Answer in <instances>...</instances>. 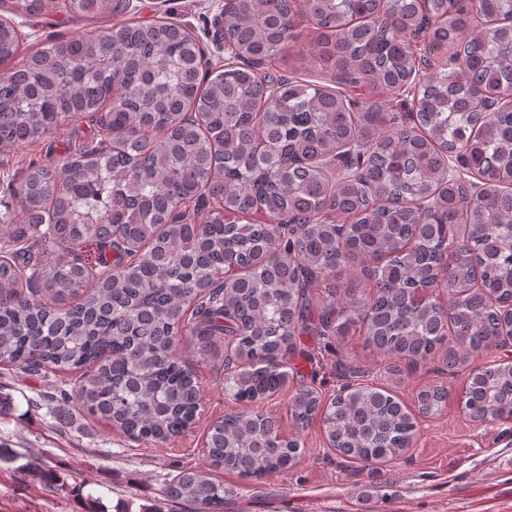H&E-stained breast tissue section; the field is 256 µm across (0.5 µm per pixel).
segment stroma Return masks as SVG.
<instances>
[{"mask_svg": "<svg viewBox=\"0 0 512 512\" xmlns=\"http://www.w3.org/2000/svg\"><path fill=\"white\" fill-rule=\"evenodd\" d=\"M225 0H132L126 22L173 21L200 43L213 72L224 68V48L215 40L214 21ZM0 18L11 21L28 51L61 37L94 34L92 22L62 12L29 16L0 0ZM96 133L87 120H75L50 137L0 153V217L26 225L16 188L30 161L61 163ZM309 350L297 359L298 373L288 388L264 402L283 434L299 435L305 451L288 472L250 481L237 473L217 471L229 490L224 512H512V421L471 419L463 409L470 370L504 359L502 350L471 358L466 367L448 369L435 358L394 379L383 356L360 337L322 346L305 337ZM225 348L216 345L205 357L191 349L182 354L200 390V409L185 432L166 444L133 440L98 416L74 421L56 413L60 375H28L0 364V385L13 398L0 413V512H140L158 504L162 512H190L189 505L166 500L162 488L177 471L207 463L206 435L225 416L246 410V403L224 392ZM365 366L366 383L395 389L408 408L428 385H446L448 402L440 415L419 420L413 447L399 460L360 468L329 446L320 419L297 429L288 408L291 389L306 386L329 400L345 384L343 365ZM41 459L44 475L28 470Z\"/></svg>", "mask_w": 512, "mask_h": 512, "instance_id": "35a3bbf8", "label": "stroma"}]
</instances>
